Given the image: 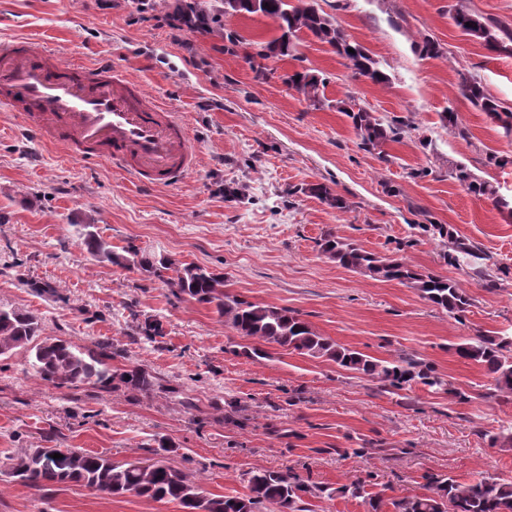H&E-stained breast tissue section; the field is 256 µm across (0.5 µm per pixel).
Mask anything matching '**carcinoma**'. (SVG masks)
Returning <instances> with one entry per match:
<instances>
[{
	"instance_id": "obj_1",
	"label": "carcinoma",
	"mask_w": 512,
	"mask_h": 512,
	"mask_svg": "<svg viewBox=\"0 0 512 512\" xmlns=\"http://www.w3.org/2000/svg\"><path fill=\"white\" fill-rule=\"evenodd\" d=\"M226 0H175L173 16L190 29L220 38L230 45L239 43L238 37L224 32L222 17L226 14ZM236 15L260 16L273 20L277 35L257 44L259 52L247 56L250 68L268 69L271 59L296 55L302 36H311L330 47L332 52L346 58L354 74L374 85H385L389 77L368 50L350 41L336 19L322 10L317 0H263L267 6L255 10L253 0H235ZM453 20L462 33L480 42L490 53L512 57V27L502 25L491 17L471 13L454 5ZM354 52H349V49ZM422 57L440 58L445 55L441 44L429 37L416 45ZM285 83L294 91L312 100L313 107L326 105V81L310 69L302 67L285 74ZM457 93L478 111L512 137V110L489 96L482 82L465 77ZM336 109L351 119L364 150L385 155L384 146L401 138L406 124L402 120L391 123L355 100L344 104L336 102ZM441 120L455 134L469 138V130L459 121L453 109L442 113ZM448 177L477 197L498 201L502 207L509 203L497 195L496 188L478 179L465 165H448ZM332 208L343 210L346 202L322 183L300 188ZM418 228L434 238L448 241V263L461 262L473 267L474 275L486 277L483 269L487 255L474 243L455 236L444 224H420ZM82 243L87 252L102 262L122 267L137 268L160 275L170 270L166 279L172 295L201 304L214 305L224 318V326L236 335L255 342L235 351L255 362L266 358L265 345H277L311 358H326L340 368L365 376L380 384L390 393L408 390L421 384L435 391H448L447 382L422 359L409 354H398L390 361L378 360L358 350L342 346L312 330L300 314L287 307H276L242 300L224 291V277L199 266L182 264L168 257L156 259L130 247L121 255L97 232L96 225H80ZM319 251L331 262L373 279L397 281L415 289L426 301L442 308L449 316L462 319L471 306V299L459 284L448 278L422 273L406 262L381 256L360 245L328 232L318 242ZM16 349L28 352L34 376L55 387L80 388L97 385L103 389L116 382L131 394L148 393L162 386V379L141 365L131 364L125 369H112V358L118 352L112 346L99 344L94 349H82L61 339L40 336L35 315L0 307V356H9ZM458 358L478 364L490 379L489 396L512 398V332L480 333L454 344ZM59 453L61 458L52 455ZM15 480L50 491L63 484H81L99 494L120 496L134 494L155 501H176L183 512H312L310 500L318 499L325 489L300 474L257 471L248 479V493L242 496L215 495L203 490L199 482L179 468L165 463H114L108 457L76 448H33L14 458L9 467ZM427 493L420 496L393 499L387 503L379 496L369 497L371 512H512V476L485 474L468 482L451 476L427 474Z\"/></svg>"
}]
</instances>
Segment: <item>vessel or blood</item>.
I'll use <instances>...</instances> for the list:
<instances>
[{
  "instance_id": "b4317fda",
  "label": "vessel or blood",
  "mask_w": 512,
  "mask_h": 512,
  "mask_svg": "<svg viewBox=\"0 0 512 512\" xmlns=\"http://www.w3.org/2000/svg\"><path fill=\"white\" fill-rule=\"evenodd\" d=\"M0 109L70 156L106 161L154 188L178 183L197 150L184 123L122 71L72 63L27 39L0 45Z\"/></svg>"
}]
</instances>
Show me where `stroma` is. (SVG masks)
Returning a JSON list of instances; mask_svg holds the SVG:
<instances>
[{
	"instance_id": "stroma-1",
	"label": "stroma",
	"mask_w": 512,
	"mask_h": 512,
	"mask_svg": "<svg viewBox=\"0 0 512 512\" xmlns=\"http://www.w3.org/2000/svg\"><path fill=\"white\" fill-rule=\"evenodd\" d=\"M457 3L512 26V0H323L389 76L380 87L308 39L299 59L271 61L272 75L255 81L247 55L273 35L268 18L225 16V30L242 38L229 54L217 38L170 27L167 0H0V43L26 38L63 63L123 69L181 117L197 149L180 182L146 188L107 162L66 156L25 132L17 113L0 112V306L37 316L44 337L111 343L122 352L113 367L144 365L202 406L183 409L165 391L58 389L33 376L25 352L1 357L0 512H182L80 485L44 493L8 477L12 456L42 447L166 460L213 494L246 493L255 470H305L330 491L315 512H367L340 491L355 478L400 498L424 494L428 473L512 476V451L491 442L512 426V403L486 398L483 370L451 350L512 327V215L446 174L449 163L465 164L512 202V139L457 94L474 76L512 108V58L464 35L449 14ZM426 35L446 57L419 56L414 44ZM301 65L325 78L328 99L352 97L405 120L401 141L382 158L363 150L348 117L309 107L281 81ZM450 107L469 138L442 123ZM492 154L507 165L489 163ZM310 183L328 185L347 209L304 194ZM88 221L115 251L131 246L222 274L227 292L293 309L340 345L378 359L416 355L468 398L420 384L391 394L276 346L258 362L235 355L241 339L214 307L176 300L162 278L91 256L75 230ZM421 224L450 225L481 247L489 279L448 264L447 242L420 234ZM328 231L459 282L469 311L454 319L398 282L336 266L318 251ZM146 319L163 325L156 342L142 338Z\"/></svg>"
}]
</instances>
